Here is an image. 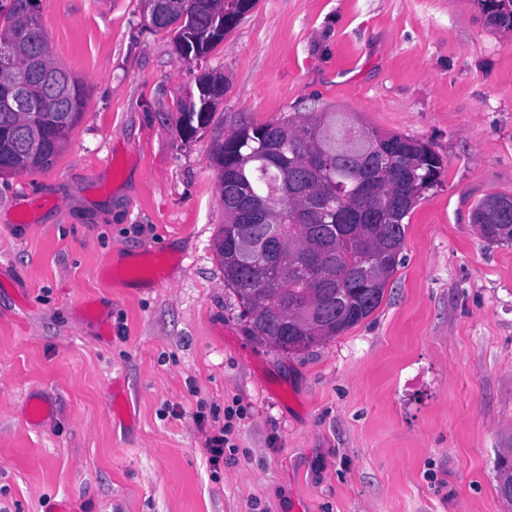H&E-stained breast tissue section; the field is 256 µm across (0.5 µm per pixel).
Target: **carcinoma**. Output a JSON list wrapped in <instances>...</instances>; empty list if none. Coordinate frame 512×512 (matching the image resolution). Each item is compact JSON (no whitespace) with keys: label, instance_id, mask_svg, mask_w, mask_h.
<instances>
[{"label":"carcinoma","instance_id":"carcinoma-1","mask_svg":"<svg viewBox=\"0 0 512 512\" xmlns=\"http://www.w3.org/2000/svg\"><path fill=\"white\" fill-rule=\"evenodd\" d=\"M161 7L174 20L188 14L175 28L189 47L187 58L199 60L223 40L222 18L213 0H193L190 5L187 0H163ZM499 8L490 21L512 30V0H504ZM0 38L13 43L17 60L34 46L49 48L33 0L0 4ZM65 76L71 80L72 128L82 117L85 91L78 78L68 71ZM8 79L9 72L0 73V164L20 173L43 170L59 155L68 133L62 132L55 112L13 111L2 104ZM197 84L201 99L224 93L205 70L197 75ZM350 120L346 112H322L302 121L288 116L245 125L226 137L225 148L212 153L215 163L223 162V151L256 156L242 170L225 173V181L247 196L262 198L266 208L250 223L235 224L233 206L224 204L216 250L225 285L237 296L242 315L251 304L266 307L261 324L247 326L249 335L287 354L343 335L378 308L400 264L404 220L441 174V158L428 144L366 127L352 136L347 131ZM23 123L40 129L39 150L14 137ZM319 151L329 166L315 164ZM507 198L491 194L473 209L484 217L477 230L489 243L512 242V213L502 217L494 208L496 201ZM243 230L262 242L246 266L240 265L232 246ZM370 265L382 273L374 285L363 276ZM307 303L313 322L298 328L283 308ZM496 472L498 494L512 506V452L499 453Z\"/></svg>","mask_w":512,"mask_h":512}]
</instances>
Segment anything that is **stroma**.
Here are the masks:
<instances>
[{
    "label": "stroma",
    "mask_w": 512,
    "mask_h": 512,
    "mask_svg": "<svg viewBox=\"0 0 512 512\" xmlns=\"http://www.w3.org/2000/svg\"><path fill=\"white\" fill-rule=\"evenodd\" d=\"M36 11L87 104L51 167L0 175V512H512V244L471 219L512 194V31L472 0H258L191 62L145 0ZM203 69L224 94L187 138ZM320 112L443 166L381 305L289 356L224 284L211 153ZM233 435V427L230 421L224 424V429L215 434H206L205 447L210 457L209 460L213 465H219L224 459V449L234 448L235 444L231 443ZM511 453L501 452L496 462L497 472V490L500 498L508 505L512 506V448L510 437Z\"/></svg>",
    "instance_id": "stroma-1"
}]
</instances>
